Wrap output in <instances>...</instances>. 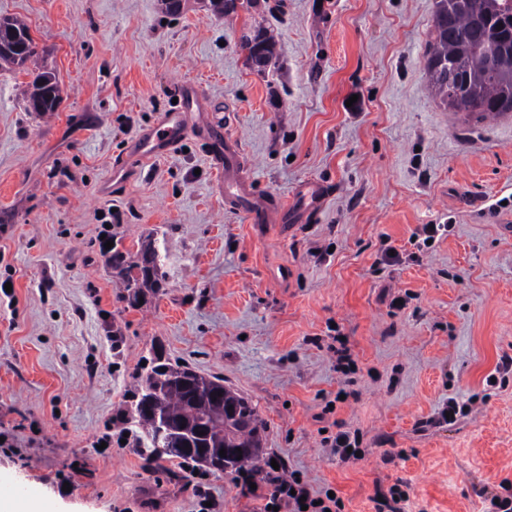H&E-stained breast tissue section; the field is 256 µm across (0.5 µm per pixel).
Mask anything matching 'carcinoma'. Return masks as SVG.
Segmentation results:
<instances>
[{
	"instance_id": "1",
	"label": "carcinoma",
	"mask_w": 512,
	"mask_h": 512,
	"mask_svg": "<svg viewBox=\"0 0 512 512\" xmlns=\"http://www.w3.org/2000/svg\"><path fill=\"white\" fill-rule=\"evenodd\" d=\"M257 0H209L217 16H230L253 8ZM512 0H436L434 39L427 48L431 89L450 112H464L476 120L512 112ZM246 64L261 72L275 58L274 44L266 36L254 51L250 43ZM36 54L28 27L16 18L0 17V62L18 68ZM461 78L460 99L450 93L449 76ZM27 100L41 102L40 111L53 112L60 101L56 74L44 68L34 76ZM105 263L124 282L123 299L136 305L146 293L160 288L157 252L151 238L139 242L136 252L113 246ZM126 423L143 433L141 449L148 463L177 457L214 472H237L259 459L264 451L265 425L255 407L221 380L188 368L152 361L141 369ZM203 425V438L195 429ZM212 449L211 455L186 454L189 445ZM220 448H244L242 456H220Z\"/></svg>"
}]
</instances>
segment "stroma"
Masks as SVG:
<instances>
[{
    "label": "stroma",
    "mask_w": 512,
    "mask_h": 512,
    "mask_svg": "<svg viewBox=\"0 0 512 512\" xmlns=\"http://www.w3.org/2000/svg\"><path fill=\"white\" fill-rule=\"evenodd\" d=\"M435 0H268L218 17L202 0H0L37 46L0 68V482L52 512H260L238 479L173 459L147 465L120 419L133 374L160 352L223 379L266 425L265 459L376 512L398 481L404 512H488L512 480V114L477 121L434 97L426 50ZM276 43L250 68V30ZM48 67L56 111L30 112ZM232 109L258 195L330 194L291 232L226 205L207 143L139 167L111 195L114 159L170 108L178 85ZM449 230L419 261L421 224ZM152 237L161 288L133 307L104 262L106 238ZM404 308H391L394 298ZM342 339L352 373L336 369ZM346 400H337L338 391ZM466 409L436 423L448 398ZM333 413H324L328 401ZM358 434L341 461L325 435ZM242 48L247 51L246 54V63L251 68L254 64H259L256 67L258 72H263L265 67H267L272 60L275 58L276 54L274 52V44L270 37H268L264 33V39L260 43L259 56L256 55L254 51V47L250 46V43L243 42ZM264 69V70H263Z\"/></svg>",
    "instance_id": "1"
}]
</instances>
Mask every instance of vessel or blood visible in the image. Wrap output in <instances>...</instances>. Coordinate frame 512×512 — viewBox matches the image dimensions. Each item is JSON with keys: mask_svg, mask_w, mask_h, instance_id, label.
<instances>
[{"mask_svg": "<svg viewBox=\"0 0 512 512\" xmlns=\"http://www.w3.org/2000/svg\"><path fill=\"white\" fill-rule=\"evenodd\" d=\"M176 105L162 112L157 122L148 129L140 132L131 142L125 157L113 161L112 171L103 194H110L112 190L123 185L135 171L138 163L167 154L176 149L191 130L192 116L197 112L212 111V104L208 103L189 86H179L176 89ZM224 117L207 121L204 129L208 134L211 153L217 162L221 174L224 176V197L235 200L244 195H250V182L240 169L241 149L233 141L222 138ZM328 189L321 184L308 185L298 192V206L295 211L285 209L278 213H271L267 203L257 197H252L247 208V218L253 224L279 223L287 226L291 222L306 223L312 221L317 210L324 201Z\"/></svg>", "mask_w": 512, "mask_h": 512, "instance_id": "vessel-or-blood-1", "label": "vessel or blood"}]
</instances>
